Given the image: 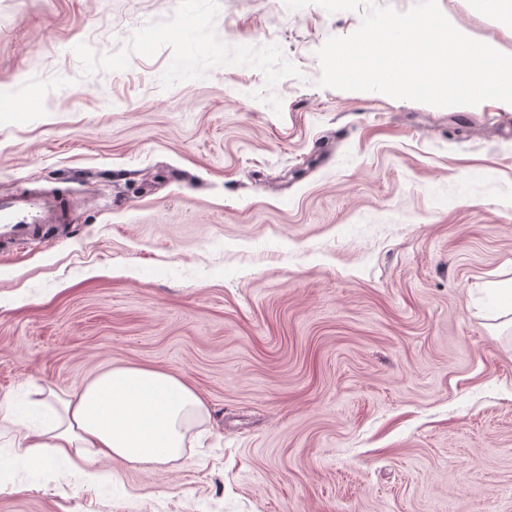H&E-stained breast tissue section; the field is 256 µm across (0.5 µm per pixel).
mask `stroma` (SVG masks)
<instances>
[{"label": "stroma", "instance_id": "1", "mask_svg": "<svg viewBox=\"0 0 512 512\" xmlns=\"http://www.w3.org/2000/svg\"><path fill=\"white\" fill-rule=\"evenodd\" d=\"M512 55V21L438 0ZM355 11L285 0H0V236L17 429L99 371L202 399L145 470L22 456L0 512H512V108L318 86ZM69 218L65 200L54 194L22 188L0 196V231L33 238L43 224H64Z\"/></svg>", "mask_w": 512, "mask_h": 512}]
</instances>
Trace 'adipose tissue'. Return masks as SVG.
<instances>
[{
    "instance_id": "obj_1",
    "label": "adipose tissue",
    "mask_w": 512,
    "mask_h": 512,
    "mask_svg": "<svg viewBox=\"0 0 512 512\" xmlns=\"http://www.w3.org/2000/svg\"><path fill=\"white\" fill-rule=\"evenodd\" d=\"M59 404L52 424L15 434L14 448L43 460L120 458L151 469L182 457L189 425L203 414L200 397L183 380L143 367L101 372Z\"/></svg>"
}]
</instances>
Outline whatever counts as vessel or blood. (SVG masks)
Returning a JSON list of instances; mask_svg holds the SVG:
<instances>
[{
	"label": "vessel or blood",
	"mask_w": 512,
	"mask_h": 512,
	"mask_svg": "<svg viewBox=\"0 0 512 512\" xmlns=\"http://www.w3.org/2000/svg\"><path fill=\"white\" fill-rule=\"evenodd\" d=\"M69 210L63 198L22 188L9 196H0V230L34 237L45 224L67 222Z\"/></svg>",
	"instance_id": "vessel-or-blood-1"
}]
</instances>
